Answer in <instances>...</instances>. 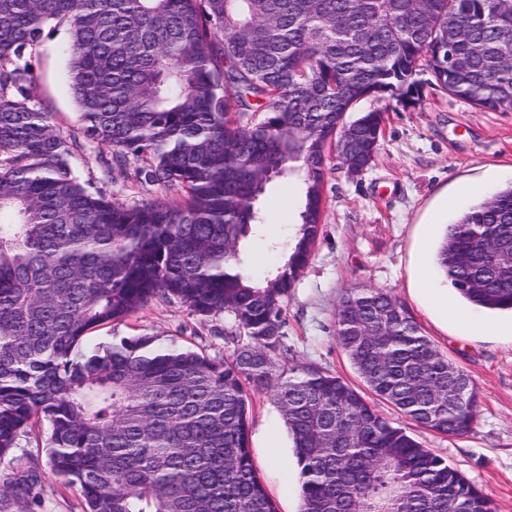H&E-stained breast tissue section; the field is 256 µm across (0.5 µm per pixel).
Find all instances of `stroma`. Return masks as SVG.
<instances>
[{"mask_svg": "<svg viewBox=\"0 0 512 512\" xmlns=\"http://www.w3.org/2000/svg\"><path fill=\"white\" fill-rule=\"evenodd\" d=\"M70 41L67 25L53 27L31 54L33 102L53 112L65 132L75 133L77 115L61 52ZM358 111L383 110L387 121L371 166L350 176L329 160L324 186L322 231L308 265L284 302L283 333L287 358H276L277 371L311 365L361 380L336 337V307L347 289L389 292L413 315L426 335L470 378L476 394V418L461 436L416 426L387 402L379 414L405 430L459 470L491 499L494 512H512V338L461 335L415 289V262L421 249L436 251L445 224L482 196L512 185V109L482 112L433 88L420 107L405 108L389 98H368ZM98 149L72 159L75 174L107 197L126 203L151 201L161 192L120 170H109ZM296 178L272 182L261 207L265 222L241 247L245 266L264 276L281 265L283 244L296 229L299 212ZM227 315L202 318L187 305L155 302L124 322L92 333L87 348L120 342L129 336H153L159 343L188 346L212 357H229L235 345ZM250 447L259 475L278 512L287 505L278 496L280 474L263 459L268 438L284 448L292 438L272 390L252 392ZM38 465L41 483L36 512H82L77 488L50 468L46 440L24 437L0 464V483Z\"/></svg>", "mask_w": 512, "mask_h": 512, "instance_id": "1", "label": "stroma"}]
</instances>
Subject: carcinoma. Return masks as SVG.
Listing matches in <instances>:
<instances>
[{
  "label": "carcinoma",
  "instance_id": "obj_1",
  "mask_svg": "<svg viewBox=\"0 0 512 512\" xmlns=\"http://www.w3.org/2000/svg\"><path fill=\"white\" fill-rule=\"evenodd\" d=\"M54 24L70 28L80 140L32 104L25 56ZM427 84L511 107L512 0H0V464L45 423L51 470L86 512H276L249 448L250 390L271 386L301 512H493L362 390L310 366L277 380L271 361L320 234L329 144L345 126L354 156L376 153L385 113L346 114L383 94L419 107ZM93 144L177 198L129 205L80 182L71 157ZM291 176L298 228L256 278L240 242L263 224L268 184ZM495 242L512 251V185L446 226L435 265L469 304L512 310V264L485 259ZM173 301L227 315L244 342L225 360L149 336L81 351ZM336 336L370 394L430 431L470 430V378L389 293L346 290ZM39 479L0 485V508L32 512Z\"/></svg>",
  "mask_w": 512,
  "mask_h": 512
}]
</instances>
